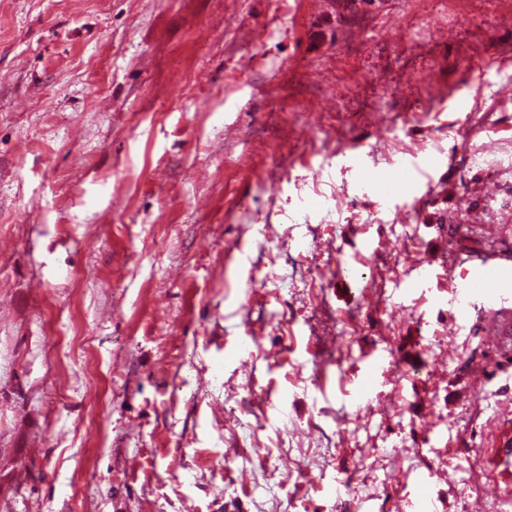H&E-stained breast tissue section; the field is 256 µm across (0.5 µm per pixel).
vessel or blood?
<instances>
[{
  "instance_id": "b4317fda",
  "label": "vessel or blood",
  "mask_w": 512,
  "mask_h": 512,
  "mask_svg": "<svg viewBox=\"0 0 512 512\" xmlns=\"http://www.w3.org/2000/svg\"><path fill=\"white\" fill-rule=\"evenodd\" d=\"M459 318H467L474 302L499 315L512 314V255L503 253L473 260L451 277Z\"/></svg>"
}]
</instances>
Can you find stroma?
<instances>
[{"label": "stroma", "instance_id": "obj_1", "mask_svg": "<svg viewBox=\"0 0 512 512\" xmlns=\"http://www.w3.org/2000/svg\"><path fill=\"white\" fill-rule=\"evenodd\" d=\"M509 82L512 0H0V512H512ZM453 300L460 320H465L475 301L501 317L510 314L512 307V256L508 253L473 260L451 277Z\"/></svg>", "mask_w": 512, "mask_h": 512}]
</instances>
